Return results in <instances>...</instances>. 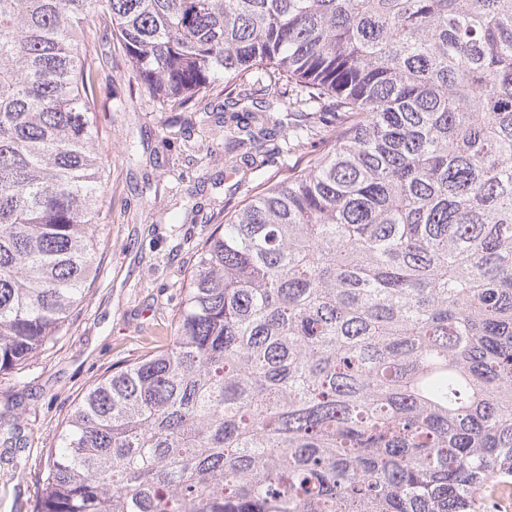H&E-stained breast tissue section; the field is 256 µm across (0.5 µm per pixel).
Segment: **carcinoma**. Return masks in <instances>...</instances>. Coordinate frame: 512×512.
Segmentation results:
<instances>
[{
  "mask_svg": "<svg viewBox=\"0 0 512 512\" xmlns=\"http://www.w3.org/2000/svg\"><path fill=\"white\" fill-rule=\"evenodd\" d=\"M104 15L162 111L301 88L334 144L216 227L161 343L93 384L37 512L512 505V0H0V375L95 275L107 188L78 31ZM276 135L244 123L237 145ZM220 86L216 88V91H214L212 98H216L218 96V99L215 100L214 103L220 102V104L224 103L225 100V112L224 117H226V120L229 121V118L232 117V115H238L239 117H242V114L244 112H232L237 109H231V100L233 102L242 96L244 94H250L252 93V96L249 100L254 101V106H256L255 101H257V104H264L260 103V101H268L273 100L281 103V107L283 108V104H288V99L292 101V99L295 98V95L297 93V90L299 89L294 83H288L286 79H271L269 80L266 78L263 83H260L259 85L254 83L253 76H248L244 80L237 81L235 84H233L230 88L225 90L223 93H219L224 88V82H220ZM230 98V99H226ZM230 101V102H228ZM259 107V106H256ZM235 121H229L228 125L231 124V128L233 130L235 126Z\"/></svg>",
  "mask_w": 512,
  "mask_h": 512,
  "instance_id": "cac0c4a2",
  "label": "carcinoma"
}]
</instances>
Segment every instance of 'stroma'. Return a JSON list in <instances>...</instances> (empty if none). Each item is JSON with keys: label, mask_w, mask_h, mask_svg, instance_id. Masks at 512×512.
Returning <instances> with one entry per match:
<instances>
[{"label": "stroma", "mask_w": 512, "mask_h": 512, "mask_svg": "<svg viewBox=\"0 0 512 512\" xmlns=\"http://www.w3.org/2000/svg\"><path fill=\"white\" fill-rule=\"evenodd\" d=\"M84 38L109 188L98 226V270L66 334L21 373L0 376V407L11 410L20 428L18 446L0 445V512H36L46 453L58 447L74 404L113 367L142 354L150 337L166 334L199 244L258 185L285 171L277 142L257 154V170L236 173L223 135L182 131L183 113L153 105L109 19L91 23ZM296 93L287 80L258 84L249 77L224 95L284 104Z\"/></svg>", "instance_id": "obj_1"}]
</instances>
